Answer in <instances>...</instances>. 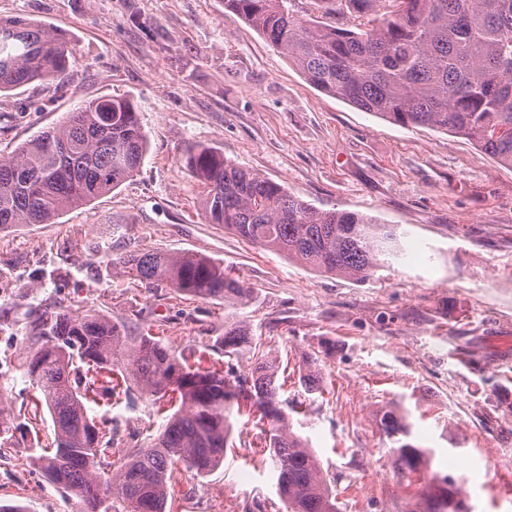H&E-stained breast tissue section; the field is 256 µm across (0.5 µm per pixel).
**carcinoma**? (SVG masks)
Instances as JSON below:
<instances>
[{
  "label": "carcinoma",
  "mask_w": 512,
  "mask_h": 512,
  "mask_svg": "<svg viewBox=\"0 0 512 512\" xmlns=\"http://www.w3.org/2000/svg\"><path fill=\"white\" fill-rule=\"evenodd\" d=\"M295 0H224L309 84L402 127L461 136L512 167V0H318L325 11L359 20L352 30L305 20ZM66 35L42 23L0 18V93L46 81L66 69ZM148 150L139 113L123 96L97 98L64 121L0 155V231L48 224L138 172ZM210 224L324 274L370 280L398 253L397 228L352 211L321 210L279 183L209 148L189 151ZM130 280L163 283L203 300L247 302L251 290L203 255L130 252L118 258ZM29 372L54 423V447L32 464L80 497L87 512H165L183 463L207 474L224 460L231 417L257 421L255 447L269 452L286 512H337L308 441L292 431L279 399V364L260 348L242 373L206 354H179L151 336H134L109 318L44 312L32 322ZM251 342L242 323H224V351ZM176 406L149 448H130L112 469L86 402L106 381ZM395 466L417 475L429 464L393 412L380 418ZM424 512H467L460 480L437 473Z\"/></svg>",
  "instance_id": "obj_1"
}]
</instances>
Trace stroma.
<instances>
[{
  "label": "stroma",
  "mask_w": 512,
  "mask_h": 512,
  "mask_svg": "<svg viewBox=\"0 0 512 512\" xmlns=\"http://www.w3.org/2000/svg\"><path fill=\"white\" fill-rule=\"evenodd\" d=\"M0 17L68 36L57 78L0 93V155L87 100L129 97L148 151L136 176L50 224L0 232V400L16 430L0 450V504L85 512L31 464L54 437L27 372L32 321L90 312L199 350L223 367L224 324L285 364L282 401L337 494L339 512H415L425 480L402 476L379 428L393 411L462 480L470 512H512V168L466 139L404 128L309 85L224 0H0ZM209 147L322 210L397 225L403 254L373 279L321 274L208 223L190 148ZM194 253L253 289L248 304L201 300L123 277L134 251ZM316 362L318 391L299 383ZM89 416L121 448L150 447L165 421L151 398L98 391ZM255 423L234 417L207 476L178 469L166 512H286Z\"/></svg>",
  "instance_id": "obj_1"
}]
</instances>
